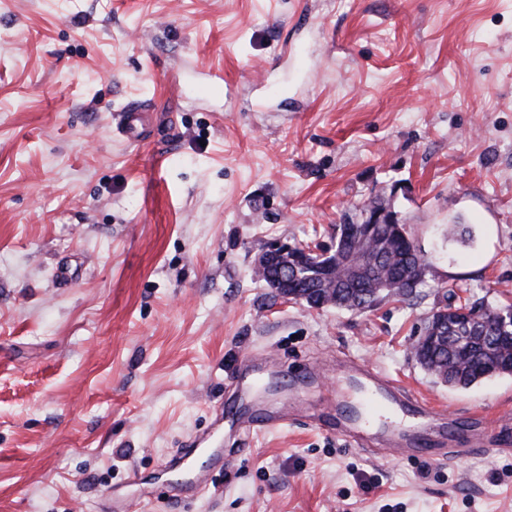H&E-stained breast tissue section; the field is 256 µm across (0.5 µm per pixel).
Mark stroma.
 <instances>
[{"label": "stroma", "instance_id": "35a3bbf8", "mask_svg": "<svg viewBox=\"0 0 512 512\" xmlns=\"http://www.w3.org/2000/svg\"><path fill=\"white\" fill-rule=\"evenodd\" d=\"M131 102L147 139L117 128ZM379 199L429 261L412 298L314 309L254 276ZM475 300L512 304V0H0V512H512V452L323 424L352 363L444 447L512 416V375L451 389L411 354ZM242 391L282 424L164 493Z\"/></svg>", "mask_w": 512, "mask_h": 512}]
</instances>
